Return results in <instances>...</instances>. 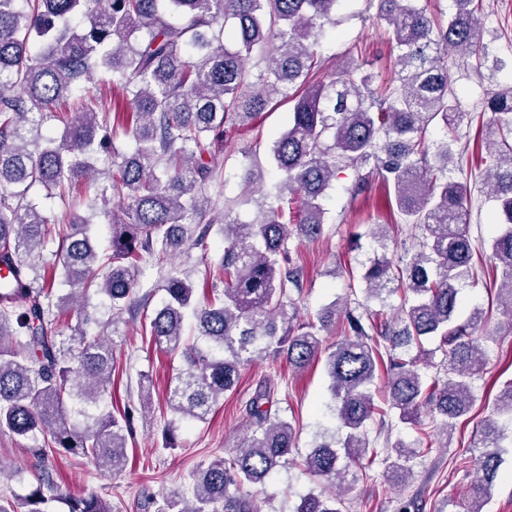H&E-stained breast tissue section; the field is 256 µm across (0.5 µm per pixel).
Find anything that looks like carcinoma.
Listing matches in <instances>:
<instances>
[{
  "instance_id": "1",
  "label": "carcinoma",
  "mask_w": 512,
  "mask_h": 512,
  "mask_svg": "<svg viewBox=\"0 0 512 512\" xmlns=\"http://www.w3.org/2000/svg\"><path fill=\"white\" fill-rule=\"evenodd\" d=\"M342 0H0V263L14 274L0 289V431L41 441L42 459L55 455L87 461L117 474L128 461L126 415L105 406L112 388L110 335L89 333L90 299L98 295L116 321L141 309L149 294L135 296L141 263L162 264L199 249L208 258V237L220 225V257L212 278L222 295L201 299L194 282L177 274L165 279V301L143 327L150 343L182 365L170 380L168 406L181 420L204 421L233 389L240 367L264 354L303 369L320 357L330 380L334 415L346 429L315 444L304 470L333 487L349 467L368 468L379 454L370 447L366 423L380 427L394 414L427 434L418 419L425 410L446 435L473 404L470 383L486 365L480 328L485 312L460 316V283L477 277L475 248L467 230V183L449 180L448 164L467 118L452 89L449 55L488 59L474 0H452L442 24L418 0H370L398 49L397 90L371 88L373 76L353 60L329 80H314L316 46L336 21ZM266 51L255 75L246 60ZM101 74L126 93L125 102L103 104L80 95ZM295 103L285 129L266 148L279 173L277 204L260 218L241 222L229 212L215 216L211 187L221 185L216 149L235 128L265 111L277 97ZM76 102L81 111L58 137L29 149L27 135L50 115ZM490 146L496 163L488 171L501 224L487 243L501 269L499 305L512 316V90L487 98ZM438 124L445 140L430 151L426 132ZM136 142L130 155L115 140ZM112 153V169L97 167L98 154ZM355 174L354 192L377 180L403 222L420 228V250L405 267L382 255L362 275L366 300L398 295L392 317L382 323L336 303L316 319H301L292 292L302 288L301 266L288 240H314L324 233L320 199L336 172ZM39 184L48 198L84 194L81 205L115 201L122 214L109 218V246L92 244L90 220L67 212L52 221L28 198ZM59 238L50 282L38 286L27 257L52 235ZM105 275L95 277V268ZM61 276L70 292L56 295ZM78 305L84 325L65 334L67 303ZM343 314V337L322 347L319 331ZM438 339L448 371L444 382L428 379L420 363L431 360L422 338ZM418 353L411 354L412 348ZM386 364L388 408L372 389ZM271 388L255 390L246 405L249 433L230 457L199 468L191 495L161 494L155 512H257L245 487L264 482L290 464L295 441L291 422L271 414ZM512 423V382L495 396L492 414L478 429L480 455L469 486L468 512H482L502 464L504 424ZM388 480L408 479L420 454L399 440L384 448ZM41 488L18 501L0 498V512H48ZM338 495L313 491L296 512H344ZM68 512H111L89 493Z\"/></svg>"
}]
</instances>
